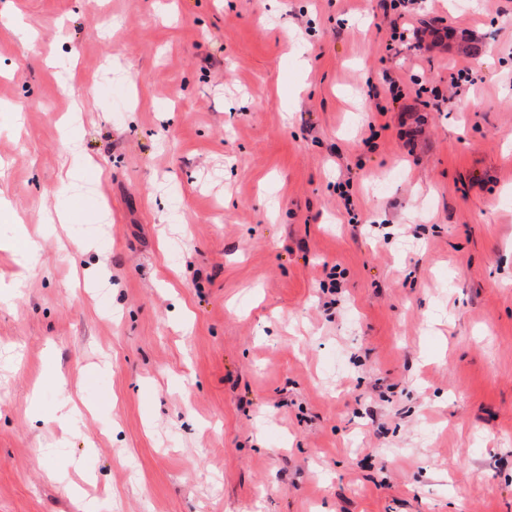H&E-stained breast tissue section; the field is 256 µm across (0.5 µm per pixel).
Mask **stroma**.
I'll list each match as a JSON object with an SVG mask.
<instances>
[{
    "label": "stroma",
    "mask_w": 512,
    "mask_h": 512,
    "mask_svg": "<svg viewBox=\"0 0 512 512\" xmlns=\"http://www.w3.org/2000/svg\"><path fill=\"white\" fill-rule=\"evenodd\" d=\"M395 18L0 0V512H512V0Z\"/></svg>",
    "instance_id": "stroma-1"
}]
</instances>
